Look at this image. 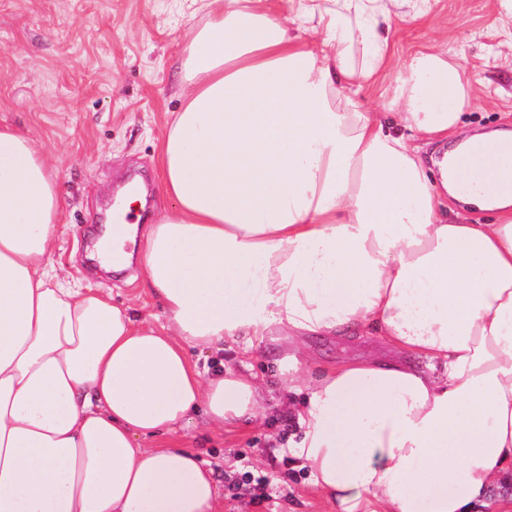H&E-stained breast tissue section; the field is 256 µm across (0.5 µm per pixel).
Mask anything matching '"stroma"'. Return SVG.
<instances>
[{"label":"stroma","mask_w":512,"mask_h":512,"mask_svg":"<svg viewBox=\"0 0 512 512\" xmlns=\"http://www.w3.org/2000/svg\"><path fill=\"white\" fill-rule=\"evenodd\" d=\"M205 21L192 0H0V126L34 140L58 187L55 270L156 324L164 320L160 303L129 282L128 272L102 270L93 244L130 180L145 186V206L133 208L142 223L163 205L162 127L167 113L181 107L177 74ZM390 40L382 78L358 96L362 109H381L409 56L436 42L485 85L464 115L469 127L512 130V54L505 50L512 13L500 0H435L431 16L394 18ZM307 348L320 367L391 355L375 336L313 337ZM286 350V343L268 344L257 360L229 350L192 354L202 369L221 361L252 368L270 390L249 426L223 431L200 425L165 438L211 461L221 512H335L304 470L283 463V439L293 431L278 370ZM229 475L239 480L237 491L227 489ZM258 478L268 484L265 500L256 504Z\"/></svg>","instance_id":"stroma-1"}]
</instances>
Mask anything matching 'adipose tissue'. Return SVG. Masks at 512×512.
I'll list each match as a JSON object with an SVG mask.
<instances>
[{
    "mask_svg": "<svg viewBox=\"0 0 512 512\" xmlns=\"http://www.w3.org/2000/svg\"><path fill=\"white\" fill-rule=\"evenodd\" d=\"M208 6L161 141L174 205L141 242L163 324L56 279L57 185L0 126V512H217L209 462L157 440L198 411L257 419L266 386L189 351L283 335L287 452L336 512L493 507L512 472V136L461 128L479 83L432 45L386 111L361 110L394 16L430 0ZM462 187L493 223L444 216ZM352 333L405 361L312 367L307 337Z\"/></svg>",
    "mask_w": 512,
    "mask_h": 512,
    "instance_id": "1",
    "label": "adipose tissue"
}]
</instances>
